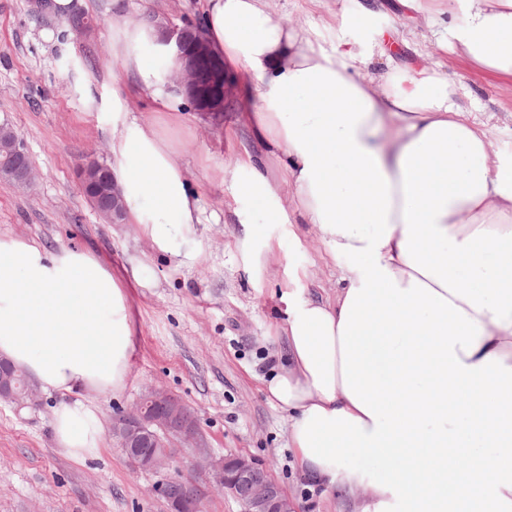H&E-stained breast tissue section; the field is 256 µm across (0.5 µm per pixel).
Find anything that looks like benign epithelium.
<instances>
[{"mask_svg": "<svg viewBox=\"0 0 512 512\" xmlns=\"http://www.w3.org/2000/svg\"><path fill=\"white\" fill-rule=\"evenodd\" d=\"M156 25L163 34L161 42L172 46L175 65L170 80L187 99L193 101L202 97V61L219 66L217 58L207 48L202 27L177 28L162 21ZM231 83L229 76H224L220 92L207 96L205 111L224 112L230 102ZM77 176L83 189L90 190L86 197L95 210L110 224L124 223L126 207L122 192L110 172L96 158L90 157L78 168ZM33 177L34 170L23 143L8 122H0V180L24 185ZM148 398L160 407L155 414L149 415L137 405L112 417V436L120 447L126 451L149 448V452L137 457L133 467L153 472L166 469L175 453L168 441L179 438L194 443L197 466L208 476V480L196 485L194 490L174 498L171 512H202L214 485L232 494L248 490L247 512H297L295 501L275 479H255L254 473L263 467L256 459L246 455L215 456L202 447L197 420L180 398L162 388L151 389ZM0 400L20 407H36L40 403L37 386L28 381L22 389H17L12 384L11 370L7 368L0 371Z\"/></svg>", "mask_w": 512, "mask_h": 512, "instance_id": "benign-epithelium-1", "label": "benign epithelium"}]
</instances>
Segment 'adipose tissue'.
Here are the masks:
<instances>
[{"instance_id":"ef3b65f1","label":"adipose tissue","mask_w":512,"mask_h":512,"mask_svg":"<svg viewBox=\"0 0 512 512\" xmlns=\"http://www.w3.org/2000/svg\"><path fill=\"white\" fill-rule=\"evenodd\" d=\"M112 0L127 89L112 91L110 169L153 254L194 263L199 199L154 123L124 92L182 120L185 99L147 61L168 55L153 0L129 24ZM214 55L236 70L240 120L259 149L228 161L239 192L271 223L313 225L340 269L335 295L292 288L285 353L266 389L288 413L306 478L363 500V512H512V153L457 101L437 69L401 67L388 41L348 23H290L268 0H201ZM450 49L512 74V0H448ZM291 191L277 195L278 179ZM85 248L48 253L0 238V357L59 395L51 428L75 462L100 454L96 395L119 391L133 353L126 280ZM371 457L385 477L356 467Z\"/></svg>"}]
</instances>
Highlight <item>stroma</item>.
I'll use <instances>...</instances> for the list:
<instances>
[{
	"label": "stroma",
	"mask_w": 512,
	"mask_h": 512,
	"mask_svg": "<svg viewBox=\"0 0 512 512\" xmlns=\"http://www.w3.org/2000/svg\"><path fill=\"white\" fill-rule=\"evenodd\" d=\"M374 15L351 32L367 42L379 32L410 29L417 45L403 61L410 68H438L477 101L495 146L512 150V75L475 67L446 51L427 32L419 14L398 0H379ZM93 31L76 37L65 22L35 14L30 0H0V118L23 140L33 180H0V236L33 240L51 252L91 246L121 271L150 253L137 225L109 224L87 200L77 179L88 155L112 159V108H88L84 83L111 97L123 86L112 39V0H89ZM274 11L304 26L325 28L347 0H270ZM174 141L194 177L203 220L196 227L201 255L194 264L155 261L145 271L148 287L128 286L134 351L124 388L96 400L103 450L83 463L56 447L50 428L57 399L43 395L37 408L0 402V512H167L155 491L169 478L203 479L190 444L177 445L172 467L162 473L134 470L112 438V415L131 409L152 386L177 396L194 412L201 436L217 455L243 454L270 465L273 477L299 512H356L344 495L301 494L304 476L288 440V415L264 380L269 361L284 343L275 340L285 316L282 294L303 288L334 295L338 272L315 227L273 224L267 213L238 199V177L224 167L252 149L235 107L219 126L186 110ZM263 228L271 251L245 260L241 244Z\"/></svg>",
	"instance_id": "stroma-1"
}]
</instances>
